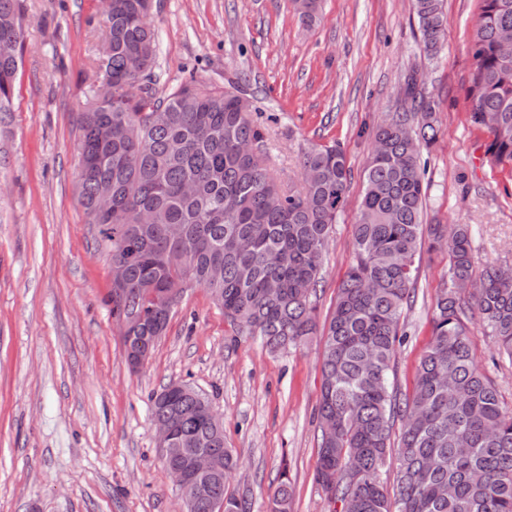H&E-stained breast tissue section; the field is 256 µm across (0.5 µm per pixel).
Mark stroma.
Listing matches in <instances>:
<instances>
[{"label":"stroma","instance_id":"stroma-1","mask_svg":"<svg viewBox=\"0 0 512 512\" xmlns=\"http://www.w3.org/2000/svg\"><path fill=\"white\" fill-rule=\"evenodd\" d=\"M436 56L419 44L413 0H320L312 22L292 0H154L161 83L188 75L244 86L266 126L272 170L297 179L302 148L337 143L350 192L317 292L327 322L352 258V226L372 131L421 76L441 134L428 156L424 221L468 224L476 267L512 266V167L495 164L470 121L482 0H444ZM99 0H23L26 31L13 110L0 122V512H177L152 425V396L173 382L205 394L239 466L228 491L269 512L288 468L293 512H333L316 481L320 338L272 354L201 287L188 289L148 363L131 372L105 303L109 260L77 193L76 126L96 71ZM446 261L423 255L405 315L396 383L411 392ZM472 347L512 410V360L480 326Z\"/></svg>","mask_w":512,"mask_h":512}]
</instances>
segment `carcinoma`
<instances>
[{"label": "carcinoma", "instance_id": "1", "mask_svg": "<svg viewBox=\"0 0 512 512\" xmlns=\"http://www.w3.org/2000/svg\"><path fill=\"white\" fill-rule=\"evenodd\" d=\"M151 0H112L105 20L102 63L84 91L77 123L78 186L98 249L124 269L112 282L118 324L135 317L123 341L134 349L164 335L171 312L151 293L186 283L206 289L240 336L270 353L286 352L317 335V290L333 224L349 193L351 170L336 145L311 143L301 173L315 175L285 188L270 174L265 129L252 100L204 87L194 76L160 89L159 39ZM420 40L439 52L447 28L442 0H414ZM512 0H483L469 95L470 121L490 136L488 152L512 165ZM25 31L21 0H0V114L12 111ZM145 94L125 86L137 75ZM112 87L101 100L100 87ZM112 127V140L100 128ZM440 129L432 107L408 77L401 110L373 130L364 189L353 224L351 264L337 288L321 336L316 480L340 512H512V410L477 366L470 324L478 322L512 358V267L475 274L469 224L422 223L423 151ZM112 186V213H97L101 183ZM448 246V268L431 317V338L414 386L400 393L390 372L404 340L401 318L415 301L423 252ZM209 398L190 385L169 407L152 400V417L171 422L178 448H209L224 473L197 500L194 512H244L226 491L237 466L224 429L200 417ZM401 423L392 447L395 422ZM396 462L392 509L379 480ZM288 469L279 475L272 512H292Z\"/></svg>", "mask_w": 512, "mask_h": 512}]
</instances>
